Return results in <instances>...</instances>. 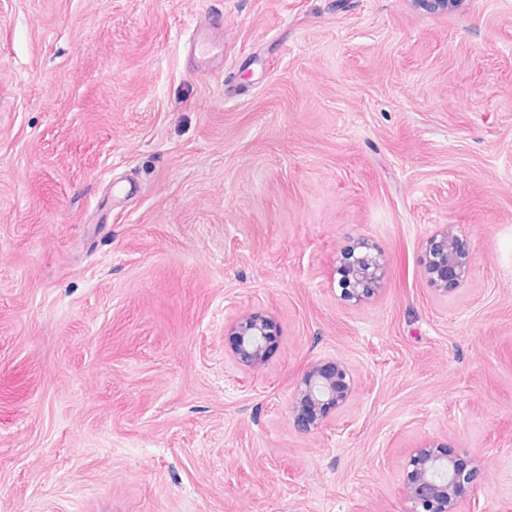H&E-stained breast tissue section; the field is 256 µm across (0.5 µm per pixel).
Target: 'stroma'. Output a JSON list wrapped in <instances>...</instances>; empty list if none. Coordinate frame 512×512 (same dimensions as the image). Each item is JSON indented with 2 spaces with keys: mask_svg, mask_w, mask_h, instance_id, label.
Instances as JSON below:
<instances>
[{
  "mask_svg": "<svg viewBox=\"0 0 512 512\" xmlns=\"http://www.w3.org/2000/svg\"><path fill=\"white\" fill-rule=\"evenodd\" d=\"M361 239L387 273L348 301ZM257 310L244 371L224 325ZM334 357L357 387L301 431ZM428 441L466 512H512V0H0V512H404ZM206 27L199 31L189 42L190 53L198 58L200 63L198 72L207 76L211 71V65L220 59L221 66L224 63V45L221 41L211 39L208 34L211 31H224V14L218 11L208 12L205 18ZM471 254L464 235L453 224H442L424 243V276L441 297L467 277ZM356 250H359L356 253ZM336 273L340 275L341 295L361 301L375 295L385 274L386 261L380 250L365 240L343 251ZM348 286V287H346ZM227 335L234 337L230 359L241 367L252 369L263 362L270 330L267 316L260 311L238 315L224 326ZM355 382L353 369L342 359L313 363L291 396L289 409L297 425L307 432L325 425L328 410L338 411L346 405ZM325 405L331 407L323 412Z\"/></svg>",
  "mask_w": 512,
  "mask_h": 512,
  "instance_id": "35a3bbf8",
  "label": "stroma"
}]
</instances>
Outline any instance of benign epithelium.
<instances>
[{
  "label": "benign epithelium",
  "mask_w": 512,
  "mask_h": 512,
  "mask_svg": "<svg viewBox=\"0 0 512 512\" xmlns=\"http://www.w3.org/2000/svg\"><path fill=\"white\" fill-rule=\"evenodd\" d=\"M471 254L464 235L453 224L439 226L424 243V276L441 297L455 289L467 277ZM386 261L380 250L365 240L343 251L336 273L340 275L341 295L361 301L375 295L384 277ZM270 323L260 311L235 317L225 326L227 335L234 337L230 359L241 367L252 369L263 362ZM355 387L351 366L336 358L317 361L306 371L290 400V413L304 431L325 425L329 405L343 408ZM412 470L403 485L405 512H462L474 489L471 472L460 459L424 444L410 455Z\"/></svg>",
  "instance_id": "1"
}]
</instances>
